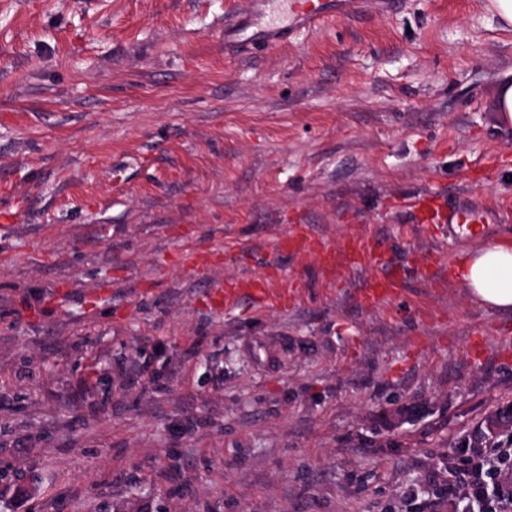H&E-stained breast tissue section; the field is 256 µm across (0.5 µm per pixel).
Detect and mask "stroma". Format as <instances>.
<instances>
[{
    "mask_svg": "<svg viewBox=\"0 0 512 512\" xmlns=\"http://www.w3.org/2000/svg\"><path fill=\"white\" fill-rule=\"evenodd\" d=\"M242 8L0 0V512H456L475 437L512 449V313L401 206L512 203V29L403 0L242 51ZM296 228L404 288L362 306L370 265L278 256ZM274 262L288 309L219 305ZM496 105L501 125L512 127V79L503 81L497 87ZM353 264L369 259L372 266H377V273L369 288L362 294V302L365 307H372L397 292L402 283V272L397 264L388 261L382 253L364 251L362 240L351 242Z\"/></svg>",
    "mask_w": 512,
    "mask_h": 512,
    "instance_id": "35a3bbf8",
    "label": "stroma"
}]
</instances>
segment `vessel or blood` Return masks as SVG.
<instances>
[{
  "label": "vessel or blood",
  "instance_id": "vessel-or-blood-1",
  "mask_svg": "<svg viewBox=\"0 0 512 512\" xmlns=\"http://www.w3.org/2000/svg\"><path fill=\"white\" fill-rule=\"evenodd\" d=\"M270 0H245V13L253 20L252 27L241 22L225 23V37L233 38L234 46L246 49L253 45L272 47L287 42L298 33L314 30L336 18L352 19L376 13H394L401 0H278L281 9L266 14ZM416 226L435 230L439 240L454 244L478 243L493 234L499 225L512 222V208L490 206L464 193L452 197L434 192H421L404 203ZM353 262L369 261L377 273L362 294L364 306L371 307L397 292L402 272L397 264L382 253L364 251L361 240L352 242ZM248 297L257 310L263 311L285 303L288 295L273 290L271 284L255 279L226 285L224 301L231 304Z\"/></svg>",
  "mask_w": 512,
  "mask_h": 512
}]
</instances>
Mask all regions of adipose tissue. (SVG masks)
Segmentation results:
<instances>
[{"instance_id": "obj_1", "label": "adipose tissue", "mask_w": 512, "mask_h": 512, "mask_svg": "<svg viewBox=\"0 0 512 512\" xmlns=\"http://www.w3.org/2000/svg\"><path fill=\"white\" fill-rule=\"evenodd\" d=\"M460 281L468 297L491 311L512 310V248L488 243L460 266Z\"/></svg>"}]
</instances>
